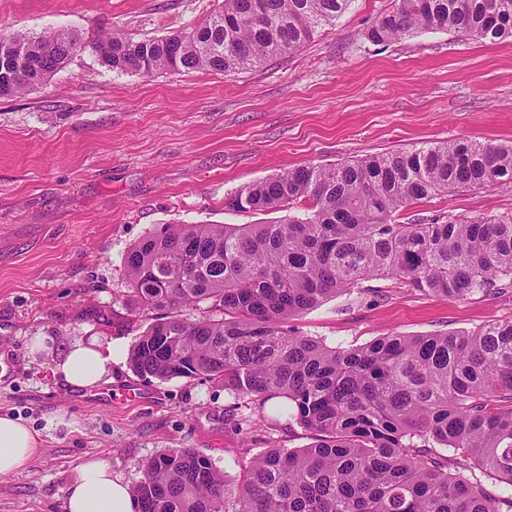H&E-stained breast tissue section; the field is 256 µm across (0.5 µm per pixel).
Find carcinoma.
<instances>
[{
    "instance_id": "1",
    "label": "carcinoma",
    "mask_w": 512,
    "mask_h": 512,
    "mask_svg": "<svg viewBox=\"0 0 512 512\" xmlns=\"http://www.w3.org/2000/svg\"><path fill=\"white\" fill-rule=\"evenodd\" d=\"M350 2L223 0L191 29L145 40L111 31L88 45L68 30L0 29L12 56L0 98L44 84L87 49L119 73L235 75L300 51ZM421 30L512 37V0H391L364 36L383 45ZM506 182L512 145L455 138L288 169L224 202L255 213L302 204L301 215L163 224L135 243L123 261L130 298L159 316L129 352L133 370L217 381L244 407L279 399L275 415L311 439L255 454L234 486L204 453L158 454L133 488L139 512H498L462 472L512 486V320L359 347H329L288 321L377 277L446 299L512 288V213L394 219L441 193Z\"/></svg>"
}]
</instances>
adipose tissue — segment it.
<instances>
[{
    "mask_svg": "<svg viewBox=\"0 0 512 512\" xmlns=\"http://www.w3.org/2000/svg\"><path fill=\"white\" fill-rule=\"evenodd\" d=\"M123 349L114 342L96 337L74 338L55 365L65 385L74 390L99 384L119 363ZM38 450V438L27 425L8 415H0V475L24 470ZM64 512H139L130 486L112 474L105 458H92L80 464L67 488Z\"/></svg>",
    "mask_w": 512,
    "mask_h": 512,
    "instance_id": "obj_1",
    "label": "adipose tissue"
}]
</instances>
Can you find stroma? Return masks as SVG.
I'll return each mask as SVG.
<instances>
[{
	"label": "stroma",
	"mask_w": 512,
	"mask_h": 512,
	"mask_svg": "<svg viewBox=\"0 0 512 512\" xmlns=\"http://www.w3.org/2000/svg\"><path fill=\"white\" fill-rule=\"evenodd\" d=\"M390 2L352 0L301 51L232 77L117 73L86 52L43 86L0 99V413L39 435L32 462L0 476V512H64L77 467L95 455L133 486L151 457L193 448L233 482L260 450L309 444L293 417L261 421L223 384L145 379L126 361L97 388L69 390L51 371L53 355L31 354L30 345L36 336L59 347L96 336L132 348L154 315L128 300V248L162 224L280 220L225 208L244 183L458 137L512 144V39L426 31L373 44L363 31ZM221 4L0 0V27L65 29L86 42L113 29L147 39L200 23ZM507 213L512 183L435 196L399 221ZM500 320H512V289L457 300L380 278L290 327L355 347ZM109 388L142 397L110 402Z\"/></svg>",
	"instance_id": "35a3bbf8"
}]
</instances>
